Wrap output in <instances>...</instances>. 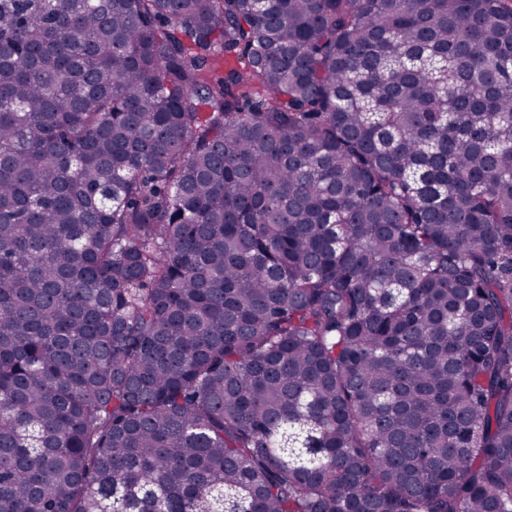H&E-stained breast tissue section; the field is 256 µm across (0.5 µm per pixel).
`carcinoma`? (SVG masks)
<instances>
[{"label":"carcinoma","mask_w":512,"mask_h":512,"mask_svg":"<svg viewBox=\"0 0 512 512\" xmlns=\"http://www.w3.org/2000/svg\"><path fill=\"white\" fill-rule=\"evenodd\" d=\"M0 512H512V0H0Z\"/></svg>","instance_id":"carcinoma-1"}]
</instances>
